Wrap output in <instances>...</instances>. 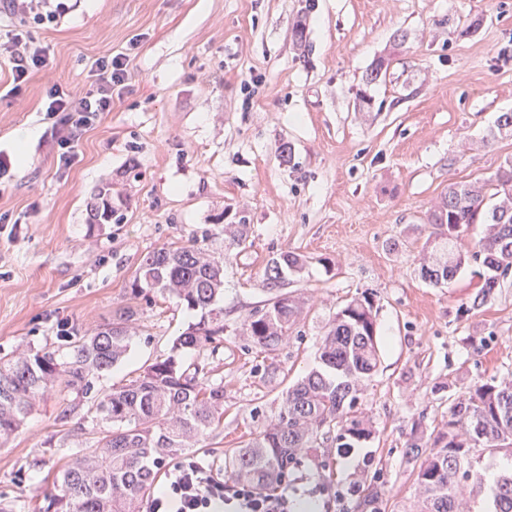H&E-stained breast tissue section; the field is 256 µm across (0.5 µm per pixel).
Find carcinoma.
I'll return each instance as SVG.
<instances>
[{
  "mask_svg": "<svg viewBox=\"0 0 512 512\" xmlns=\"http://www.w3.org/2000/svg\"><path fill=\"white\" fill-rule=\"evenodd\" d=\"M112 223V197L102 188L89 204V228ZM427 223L436 242L420 262V273L453 279L469 259L479 260L487 275L478 306L512 269V161L489 183H454L430 210ZM487 224L488 232L469 251L464 227ZM250 225L227 227L230 245L246 241ZM303 255L283 251L265 269L271 296L250 313L241 335L263 351L290 339L305 309L302 296L282 291L276 270L299 273ZM175 297L199 319L175 338L167 357L149 365L137 379L109 389L97 379L125 357L137 334L138 311L132 303H152L153 292ZM224 260L210 250L170 246L145 257L124 288L129 304L112 321L82 332L65 333L58 349L28 348L0 357V444H6L36 404L50 393H71L62 418L81 406L93 414L96 436L73 454L61 472V494L49 498L45 512H144L159 468L194 448L224 419V386L208 383L204 369L183 356L224 337ZM380 363L372 303L354 298L328 323L318 349V366L289 388L279 410L252 433L229 460L239 484L260 493L288 481L301 460L330 441L347 450L369 439L371 423L354 411L359 394ZM447 429L428 444L407 442L405 462L416 472V499L409 512H465L469 487L482 481L471 452L512 447V383L495 379L468 386L467 396L450 409ZM382 490L369 487L357 504L360 512H380ZM493 512H512V473L500 475L492 492Z\"/></svg>",
  "mask_w": 512,
  "mask_h": 512,
  "instance_id": "cac0c4a2",
  "label": "carcinoma"
}]
</instances>
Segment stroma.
I'll use <instances>...</instances> for the list:
<instances>
[{"label": "stroma", "instance_id": "obj_1", "mask_svg": "<svg viewBox=\"0 0 512 512\" xmlns=\"http://www.w3.org/2000/svg\"><path fill=\"white\" fill-rule=\"evenodd\" d=\"M19 28L51 64L13 97L0 60V161L10 165L0 178V356L52 350L61 330L111 321L151 251L223 254L224 340L184 356L224 386L223 423L198 450L221 470L316 366L334 313L368 296L380 364L356 411L374 433L344 454L318 449L288 494L299 512H356L375 484L384 512L411 505L412 430L443 429L474 381H512V274L477 306L479 262L441 286L419 273L428 212L449 185L487 181L512 160V135L489 137L512 112V0H69L46 25L22 24L0 0V38ZM118 53L129 80L61 169L46 93L92 90L94 62ZM381 61L386 76L368 82ZM253 74L263 81L248 100L241 86ZM21 127L33 131L22 147ZM104 186L112 221L91 230L87 206ZM242 218L245 244L226 247L225 225ZM286 249L308 258L284 285L308 305L290 342L263 352L241 327L269 298L266 265ZM196 318L172 297L141 305L127 358L100 386L136 378ZM64 407L47 396L0 446V497H19L25 512L59 493L69 449L93 428L79 412L62 418ZM472 464L484 482L469 510L491 512L512 451L477 449Z\"/></svg>", "mask_w": 512, "mask_h": 512}]
</instances>
